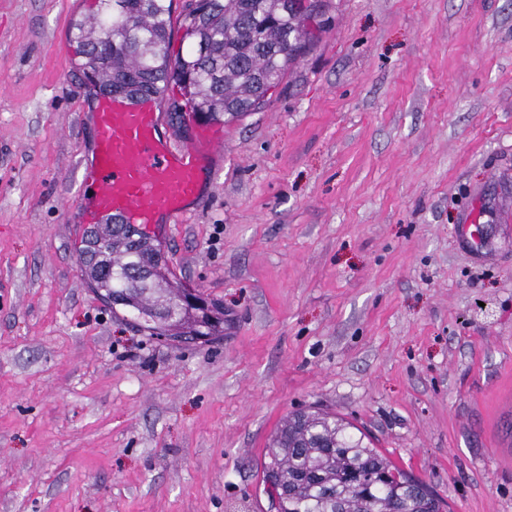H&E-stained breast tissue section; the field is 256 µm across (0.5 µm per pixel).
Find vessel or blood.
Returning a JSON list of instances; mask_svg holds the SVG:
<instances>
[{
    "instance_id": "vessel-or-blood-1",
    "label": "vessel or blood",
    "mask_w": 512,
    "mask_h": 512,
    "mask_svg": "<svg viewBox=\"0 0 512 512\" xmlns=\"http://www.w3.org/2000/svg\"><path fill=\"white\" fill-rule=\"evenodd\" d=\"M162 96L147 92L132 98L115 93L101 98L93 122L96 133L93 166L92 210L144 230L162 219H175L196 197L207 174L206 163L221 151L224 141L197 114H186L196 125L189 141L163 135L160 129ZM484 226L467 214L459 233L460 243L481 251Z\"/></svg>"
}]
</instances>
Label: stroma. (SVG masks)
Returning <instances> with one entry per match:
<instances>
[{"label":"stroma","instance_id":"35a3bbf8","mask_svg":"<svg viewBox=\"0 0 512 512\" xmlns=\"http://www.w3.org/2000/svg\"><path fill=\"white\" fill-rule=\"evenodd\" d=\"M93 0H0V512H266L289 413L364 431L450 512H512V0H303L269 103L159 227L221 341H160L82 272ZM474 214L468 213L465 218V223L462 224L459 233L460 243L475 251H481L486 242L483 236L484 225Z\"/></svg>","mask_w":512,"mask_h":512}]
</instances>
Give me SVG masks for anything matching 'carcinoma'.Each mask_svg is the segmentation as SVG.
<instances>
[{
  "mask_svg": "<svg viewBox=\"0 0 512 512\" xmlns=\"http://www.w3.org/2000/svg\"><path fill=\"white\" fill-rule=\"evenodd\" d=\"M172 4L98 0L93 20L74 23L81 68L101 93L175 84L191 111L234 118L266 101L305 34L300 0H198L181 24L190 51L173 55ZM81 258L96 294L149 335L181 344L224 337V305L205 298L208 313L191 316L161 244L141 228L93 224ZM267 456L262 481L279 495L281 512H444L426 484L327 412L288 416Z\"/></svg>",
  "mask_w": 512,
  "mask_h": 512,
  "instance_id": "obj_1",
  "label": "carcinoma"
}]
</instances>
